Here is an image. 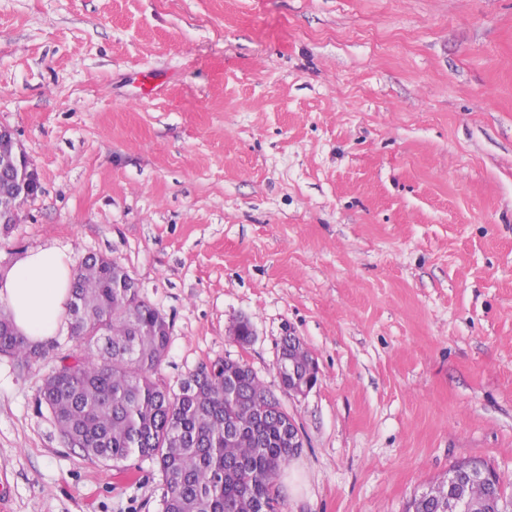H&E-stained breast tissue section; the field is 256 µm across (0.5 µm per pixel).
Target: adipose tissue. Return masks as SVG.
<instances>
[{
    "label": "adipose tissue",
    "mask_w": 512,
    "mask_h": 512,
    "mask_svg": "<svg viewBox=\"0 0 512 512\" xmlns=\"http://www.w3.org/2000/svg\"><path fill=\"white\" fill-rule=\"evenodd\" d=\"M73 279L69 256L47 247L27 252L0 272V302H5L20 334L45 343L62 327Z\"/></svg>",
    "instance_id": "1"
}]
</instances>
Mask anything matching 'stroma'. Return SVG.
I'll return each instance as SVG.
<instances>
[{"instance_id":"35a3bbf8","label":"stroma","mask_w":512,"mask_h":512,"mask_svg":"<svg viewBox=\"0 0 512 512\" xmlns=\"http://www.w3.org/2000/svg\"><path fill=\"white\" fill-rule=\"evenodd\" d=\"M0 124L41 182L0 269L119 263L158 383L240 358L279 392L306 343L281 512H406L468 460L512 498V0H0ZM45 350L0 356L6 512H162L151 462L63 442L37 396L79 343ZM298 336H288L284 338L282 346L284 345L285 358L281 364V376H279L280 380L282 378V386L285 391L288 393V345H290L294 340L295 342L292 345V359L293 362H290V373H293V366L296 368V374L299 380H303L309 373V367L307 366V362L311 357V353L308 348L305 346L303 341H301ZM296 338V339H295Z\"/></svg>"}]
</instances>
